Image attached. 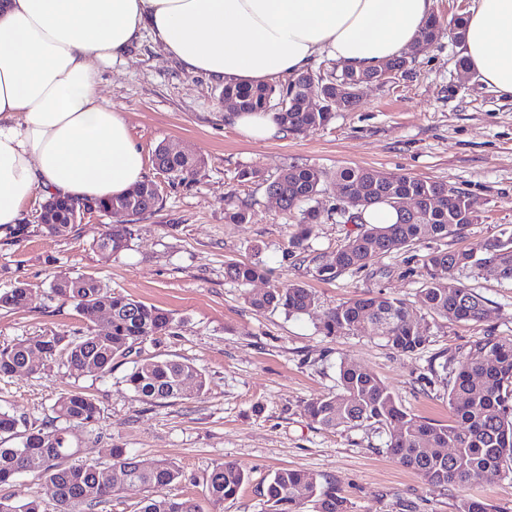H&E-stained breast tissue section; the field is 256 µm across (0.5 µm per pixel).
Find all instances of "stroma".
<instances>
[{"mask_svg": "<svg viewBox=\"0 0 512 512\" xmlns=\"http://www.w3.org/2000/svg\"><path fill=\"white\" fill-rule=\"evenodd\" d=\"M473 4L435 0L443 30L414 55L408 76L383 86L363 85L354 110L300 136L280 131L264 140L246 138L224 120L222 83L186 73L151 39L104 70L101 95L124 113L162 206L138 220L127 250L110 256L94 243L107 225L123 223V216L91 214L56 235L39 223L43 197L34 195L19 230L0 237V293L20 282L33 290L26 307L0 308V347L49 330L79 329L72 306L51 293L49 282L55 272L83 273L114 293L173 312L177 328L160 343H146L143 353L193 364L206 375L205 392L151 405L136 400L123 381L132 362L116 365L102 378L44 364L0 377V410L37 425L51 419L61 393L81 389L98 403L100 418L92 427H74L80 442L76 462L104 460L114 444L147 466L174 462L183 477L173 495L194 498L202 512H267L263 490L285 467L334 481L352 512H457L465 497L512 512V473H495L466 487L431 485L387 454V430L374 425L331 432L304 413L310 400L338 392L339 364L345 360L379 377L407 413L448 423L453 375L446 363L481 337L512 336V279L501 278L496 268L457 274L485 300L488 316L481 322L432 315L419 301L422 264L430 252L476 249L488 239L512 235V98L478 76L461 78V44L447 26ZM161 144L203 159L200 180L177 185L159 173L151 158ZM292 165L330 173L360 167L438 180L474 198L481 218L461 235L425 238L365 269L323 280L317 265L358 227L337 223L340 196L328 190L319 199L321 222L308 241V261L289 255L294 220L281 213L264 182ZM244 169L257 171V178L239 180ZM231 195L248 202L246 223H226L224 201ZM228 261L260 264L269 275L238 285L224 277ZM287 280L312 290L316 303L309 312L258 311L246 302L247 293ZM364 293L404 300L417 327L427 330L428 343L400 353L375 338L320 333L327 310ZM226 462L240 467L248 481L234 499L215 503L205 495L204 479Z\"/></svg>", "mask_w": 512, "mask_h": 512, "instance_id": "35a3bbf8", "label": "stroma"}]
</instances>
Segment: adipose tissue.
I'll list each match as a JSON object with an SVG mask.
<instances>
[{"mask_svg":"<svg viewBox=\"0 0 512 512\" xmlns=\"http://www.w3.org/2000/svg\"><path fill=\"white\" fill-rule=\"evenodd\" d=\"M435 0H0V233L35 191L123 194L144 160L100 73L143 38L190 74L259 85L327 55L366 71L411 50ZM470 68L512 97V0H475L460 23Z\"/></svg>","mask_w":512,"mask_h":512,"instance_id":"1","label":"adipose tissue"}]
</instances>
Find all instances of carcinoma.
Segmentation results:
<instances>
[{
	"instance_id": "carcinoma-1",
	"label": "carcinoma",
	"mask_w": 512,
	"mask_h": 512,
	"mask_svg": "<svg viewBox=\"0 0 512 512\" xmlns=\"http://www.w3.org/2000/svg\"><path fill=\"white\" fill-rule=\"evenodd\" d=\"M371 74L370 70L346 69L325 77L300 73L278 85L226 84L220 99L237 111L272 112L280 130L301 134L326 126L337 112L356 107L357 95L336 99V84H356ZM313 82L323 100L315 112L308 103V86ZM154 160L173 182L194 180L204 167V162L194 155L172 153L164 146L155 149ZM328 184L324 171L307 165L290 166L267 182V193L278 197L283 212H300L296 229L288 238L291 255L305 253L307 241L321 218L319 208L311 202L327 192ZM334 185L343 202L337 211L341 223L355 214L361 230L337 247L330 261L317 267V275L323 280L364 269L377 258L408 248L425 236H455L479 219L471 197L432 179L345 167L336 171ZM403 197L414 200V209L397 211L395 223L369 224L363 220L368 209L379 205L394 209ZM159 205L158 185L144 180L107 200L48 198L41 206L39 220L49 232L63 234L74 224V213L81 209L100 214L130 210L132 217L140 218ZM224 219L229 224L245 223L247 204L228 202ZM132 236L133 224H114L96 241L95 248L117 255L128 248ZM489 265L502 277L512 278L511 236L488 240L475 251L444 249L429 253L419 291L421 304L450 321L484 320V300L460 283L455 272ZM224 277L248 285L265 278L266 272L257 264L233 261L225 263ZM49 288L73 307L86 330L74 336L52 331L1 347L0 375L27 369L34 351L48 363L93 376L110 374L115 364L135 355L139 360L125 376V383L140 401L164 405L203 393L205 374L192 364L158 355L141 357L145 343H157L172 333L176 325L172 312L115 294L101 281L82 273L55 274ZM31 296L32 290L19 283L0 294V307H23ZM246 302L259 311L281 308L289 314H302L315 305V296L305 283L287 281L246 296ZM104 305L112 312L110 334H99L92 328ZM320 329L326 336H375L401 353H413L428 341L426 331L415 326L407 303L381 294H363L329 310ZM339 382L340 392L308 402L307 417L325 430L374 424L388 430L387 453L429 484L476 483L484 474L500 472L512 463V336H484L458 359L448 390L453 413L448 424L406 413L381 379L351 362L341 363ZM53 413L52 419L20 431L18 419L0 411V485L12 483L23 472L38 471L55 489L58 512H95L115 497L137 494L141 495L137 512H201L192 498L164 494L182 478L181 470L170 461L160 460L145 467L125 449L112 446L106 449L107 463H70L77 452L71 427L92 426L100 417L99 406L86 393L75 389L60 395ZM438 448H453L455 456L441 458L435 455ZM246 481L243 471L224 463L206 477L205 493L214 501L229 500ZM265 496L270 512H302L308 502L314 503L315 512H352L335 483L301 469L278 470L269 481ZM0 512H42L41 501L33 495L0 496ZM458 512L494 510L483 500L463 498Z\"/></svg>"
}]
</instances>
